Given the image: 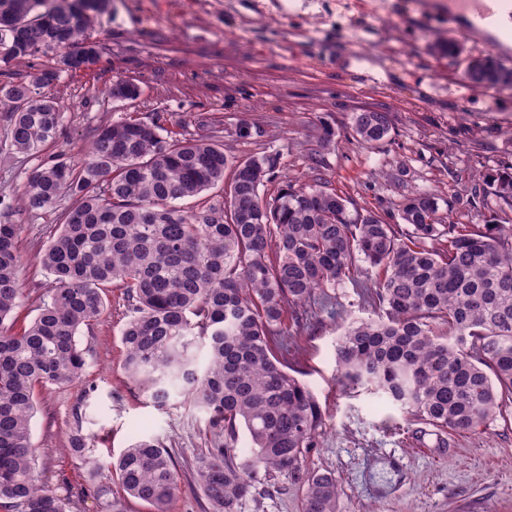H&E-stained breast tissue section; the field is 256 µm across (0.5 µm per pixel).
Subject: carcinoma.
<instances>
[{"instance_id": "obj_1", "label": "carcinoma", "mask_w": 512, "mask_h": 512, "mask_svg": "<svg viewBox=\"0 0 512 512\" xmlns=\"http://www.w3.org/2000/svg\"><path fill=\"white\" fill-rule=\"evenodd\" d=\"M106 7V0L50 8L46 0H0V105L11 150L37 155L55 138L62 108L41 89L63 73L56 48L83 49ZM431 50L448 59L459 53L451 39ZM39 53L53 63L14 78L12 68ZM463 78L483 89L512 86V68L472 58ZM351 131L377 146L393 131L391 115L356 112ZM278 163L267 151L232 160L222 128L172 133L157 115L104 125L79 160H49L27 176V210L72 203L39 253L53 276L47 299L18 329L6 321L22 302L20 225L0 221V512H70V499L35 470L36 393L82 380L81 329L100 317L115 284L130 311L121 332L126 372L154 405L177 393L224 435L192 463L213 512H239L261 470L300 476L303 512H336V479L302 468L325 416L293 374L282 336L286 321L304 328L308 307L332 300L329 289L346 280L378 315L342 334L341 386L365 389L442 432L476 431L512 407V229H501L512 222V164L472 186L469 205L482 224L460 227L426 188L400 206L405 232L373 210L360 218L319 178L263 197ZM178 200L195 208L185 211ZM358 260L374 269L370 281L358 279ZM242 426L250 454L238 461ZM93 439L76 421L67 454L86 463ZM102 470L111 473L108 486L97 481ZM181 477L168 448L142 438L116 457L94 459L81 494L112 496V512H126L130 498L171 512Z\"/></svg>"}]
</instances>
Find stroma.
<instances>
[{"instance_id": "35a3bbf8", "label": "stroma", "mask_w": 512, "mask_h": 512, "mask_svg": "<svg viewBox=\"0 0 512 512\" xmlns=\"http://www.w3.org/2000/svg\"><path fill=\"white\" fill-rule=\"evenodd\" d=\"M452 0H417L396 11L395 0H112L90 37L101 51L94 71L64 74L48 87L63 107L53 141L35 156L0 150V203L21 227L23 302L17 324L38 313L52 277L38 261L59 222L55 210L28 211L26 176L44 160L76 158L101 125L163 115L168 128L195 127L204 116L224 130L234 159L266 150L280 165L261 189L271 197L285 185L321 176L355 207L399 223L405 196L437 190L460 223L478 218L468 205L475 178L512 163V88L488 94L465 85L469 59L495 54L512 68V42L495 46L480 33L459 39L453 59L429 45L448 35ZM140 88L136 100L109 94L115 73ZM390 113L393 132L378 147L349 134L357 109ZM252 135L237 138L240 123ZM336 144L313 173L308 156L323 125ZM320 149V148H319ZM335 315L320 314L310 331L290 336L289 359L326 412V428L303 459L305 470L335 477L336 512H512V414L495 415L475 432L445 435L414 430L408 416L360 391L343 393L336 348L348 322L371 317L351 283L336 286ZM129 317L122 290L110 288L99 319L81 332L86 369L82 384L36 395L32 443L37 472L72 512H111L104 501L79 496L82 470L65 454L75 419L93 433L90 457L119 455L139 438L157 439L186 473L172 512H212L187 467L214 447L208 415L176 397L154 406L122 368L121 331ZM259 495L242 512H302L305 487L291 475H257Z\"/></svg>"}]
</instances>
